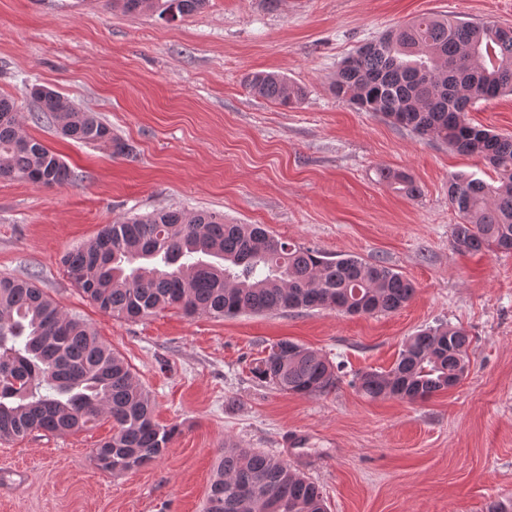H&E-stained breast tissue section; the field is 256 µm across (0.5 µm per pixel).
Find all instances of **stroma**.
I'll return each instance as SVG.
<instances>
[{
  "instance_id": "1",
  "label": "stroma",
  "mask_w": 512,
  "mask_h": 512,
  "mask_svg": "<svg viewBox=\"0 0 512 512\" xmlns=\"http://www.w3.org/2000/svg\"><path fill=\"white\" fill-rule=\"evenodd\" d=\"M443 14L512 26V0H210L166 23L110 0H0V95L23 132L59 155L72 183L0 180V277L30 278L132 366L177 426L164 455L126 475L98 470L103 418L68 435L0 441V512H202L224 446L288 459L328 512H485L512 501V251L468 254L451 231L456 174L494 182L478 158L421 138L333 95L341 62L411 18ZM285 75L305 92L287 108L249 92L251 72ZM51 87L131 147L114 156L37 120L29 86ZM467 120L512 135V95L478 101ZM409 174L418 197L381 169ZM173 207L216 211L329 257L352 254L410 279L402 309L244 312L217 319L165 309L137 321L99 311L60 259L103 225ZM438 325L472 339L468 375L424 402L368 399L351 381L389 369L403 342ZM290 339L337 366L319 396L252 377Z\"/></svg>"
}]
</instances>
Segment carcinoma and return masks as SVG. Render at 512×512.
Listing matches in <instances>:
<instances>
[{"instance_id": "1", "label": "carcinoma", "mask_w": 512, "mask_h": 512, "mask_svg": "<svg viewBox=\"0 0 512 512\" xmlns=\"http://www.w3.org/2000/svg\"><path fill=\"white\" fill-rule=\"evenodd\" d=\"M209 0H112L128 15L157 14L167 23L201 12ZM250 92L284 107L301 87L275 72L246 77ZM331 90L364 112H379L430 141L481 158L497 184L466 176L448 180V202L461 222L452 241L461 252L512 250V136L466 122L479 100L512 94V28L494 21L417 16L365 42L343 61ZM41 117L81 144L116 156L129 148L112 128L78 111L60 92L33 85ZM408 197L420 189L403 172H381ZM0 178L64 186L74 174L55 153L23 134L15 101L0 96ZM70 279L98 309L140 319L177 308L214 318L242 312L330 309L349 315L400 310L411 280L358 256L328 259L257 224H230L212 212L162 209L106 224L67 252ZM472 339L460 327L409 337L388 371L355 374L361 395L424 401L457 386L470 367ZM253 376L286 393L321 395L338 377L317 351L292 340L270 347ZM154 404L130 364L82 320L66 314L32 281L0 277V440L34 431L72 434L106 417L112 436L93 449L98 469L120 476L159 459L177 426L154 420ZM204 512H326L319 487L288 461L254 448H226L210 480Z\"/></svg>"}]
</instances>
